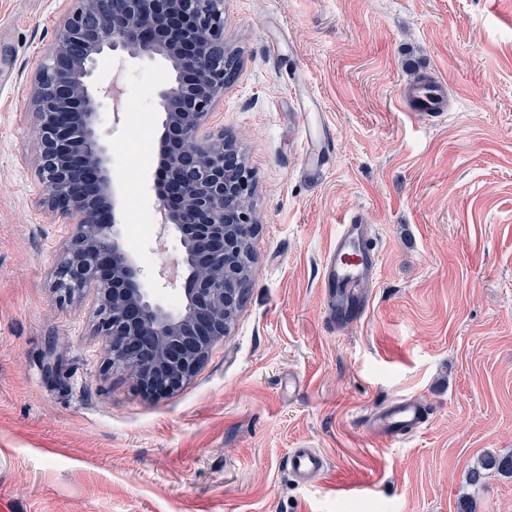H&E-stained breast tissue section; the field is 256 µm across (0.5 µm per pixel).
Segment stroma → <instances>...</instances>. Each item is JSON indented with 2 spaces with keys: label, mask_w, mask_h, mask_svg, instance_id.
Segmentation results:
<instances>
[{
  "label": "stroma",
  "mask_w": 512,
  "mask_h": 512,
  "mask_svg": "<svg viewBox=\"0 0 512 512\" xmlns=\"http://www.w3.org/2000/svg\"><path fill=\"white\" fill-rule=\"evenodd\" d=\"M61 0H0V512H457L467 471L512 451V0H224L241 68L208 124L237 135L259 221L247 299L178 392L110 368L95 292L61 301L51 273L70 225L39 203L30 76ZM124 108L101 127L125 248L165 301L179 237L152 189L168 62L105 54ZM438 79L428 122L401 97ZM326 157L305 170L308 146ZM375 227L365 311L334 323L322 261L347 213ZM401 396L421 435L375 436ZM315 448L324 472L288 471ZM512 512V478L469 492ZM324 465L323 456L314 448H294L288 455L289 472L301 482L320 474Z\"/></svg>",
  "instance_id": "35a3bbf8"
}]
</instances>
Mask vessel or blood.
I'll use <instances>...</instances> for the list:
<instances>
[{"mask_svg":"<svg viewBox=\"0 0 512 512\" xmlns=\"http://www.w3.org/2000/svg\"><path fill=\"white\" fill-rule=\"evenodd\" d=\"M416 112L438 117L444 112L445 87L436 80L416 84L412 89ZM375 231L358 217L341 224L322 268L323 286L330 314L343 320L353 302L366 301L379 268L380 254L371 245ZM429 423V413L417 400L400 397L379 408L371 419L373 432L380 437H410ZM323 456L312 448H296L288 455L290 474L307 481L324 469Z\"/></svg>","mask_w":512,"mask_h":512,"instance_id":"vessel-or-blood-1","label":"vessel or blood"}]
</instances>
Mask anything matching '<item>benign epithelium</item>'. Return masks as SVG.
Masks as SVG:
<instances>
[{"label":"benign epithelium","instance_id":"1","mask_svg":"<svg viewBox=\"0 0 512 512\" xmlns=\"http://www.w3.org/2000/svg\"><path fill=\"white\" fill-rule=\"evenodd\" d=\"M55 38L30 77L42 204L73 225L51 288L61 300L95 289L105 361L149 394L173 392L228 334L251 274L240 233L258 225L238 202L253 183L236 138L207 127L239 69L224 46V0H64ZM107 49L161 57L175 72L158 93L164 119L154 181L161 222L180 234L174 304L152 297L121 244L119 192L99 119L119 88L112 80L94 85Z\"/></svg>","mask_w":512,"mask_h":512}]
</instances>
